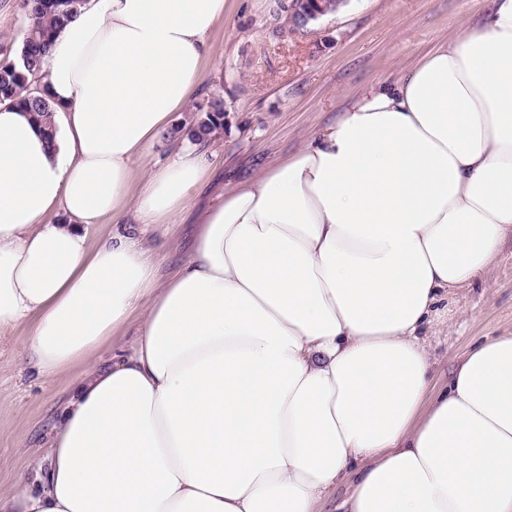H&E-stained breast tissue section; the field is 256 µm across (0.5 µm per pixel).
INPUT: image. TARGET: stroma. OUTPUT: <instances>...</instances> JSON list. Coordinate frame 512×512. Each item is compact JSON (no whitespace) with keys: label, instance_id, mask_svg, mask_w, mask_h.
Segmentation results:
<instances>
[{"label":"stroma","instance_id":"1","mask_svg":"<svg viewBox=\"0 0 512 512\" xmlns=\"http://www.w3.org/2000/svg\"><path fill=\"white\" fill-rule=\"evenodd\" d=\"M487 0H349L341 11L294 29L276 0H227L210 35L212 56L176 121L191 126L211 95L228 107L224 135L215 141L216 172L175 223L150 228L161 256L187 254L192 223L233 180L249 177L295 153L335 120L363 87L391 81L476 22ZM512 334V241L487 277L448 301V320L431 325L426 346L435 381L445 384L475 344ZM25 328L0 339V493H12L45 456L47 434L67 396V380L45 381L18 360Z\"/></svg>","mask_w":512,"mask_h":512}]
</instances>
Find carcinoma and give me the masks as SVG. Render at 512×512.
<instances>
[{"mask_svg": "<svg viewBox=\"0 0 512 512\" xmlns=\"http://www.w3.org/2000/svg\"><path fill=\"white\" fill-rule=\"evenodd\" d=\"M84 0H23L29 25L21 43L0 46V103H7L26 112L43 129L48 138L55 136L51 121L55 107L50 99L36 94L44 62L55 35ZM224 98L213 97L198 108L199 116L185 129L172 128L168 137L186 136L192 143L210 142L224 133Z\"/></svg>", "mask_w": 512, "mask_h": 512, "instance_id": "cac0c4a2", "label": "carcinoma"}]
</instances>
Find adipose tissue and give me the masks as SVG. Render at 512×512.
Returning <instances> with one entry per match:
<instances>
[{
  "label": "adipose tissue",
  "instance_id": "ef3b65f1",
  "mask_svg": "<svg viewBox=\"0 0 512 512\" xmlns=\"http://www.w3.org/2000/svg\"><path fill=\"white\" fill-rule=\"evenodd\" d=\"M225 5L86 0L45 57L54 140L0 105V336L25 326L42 378L78 371L0 512H326L345 481L338 512H512V334L439 388L420 341L512 239V0L231 183L165 274L146 227L214 153L129 189Z\"/></svg>",
  "mask_w": 512,
  "mask_h": 512
}]
</instances>
